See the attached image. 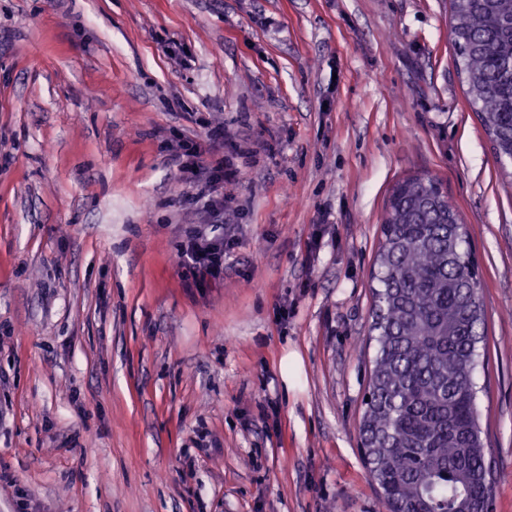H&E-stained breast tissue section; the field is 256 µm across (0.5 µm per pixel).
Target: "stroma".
<instances>
[{"mask_svg":"<svg viewBox=\"0 0 512 512\" xmlns=\"http://www.w3.org/2000/svg\"><path fill=\"white\" fill-rule=\"evenodd\" d=\"M451 29L448 0H0V512H380L373 263L420 173L478 265L512 512V170ZM182 142L235 173L220 279L179 257Z\"/></svg>","mask_w":512,"mask_h":512,"instance_id":"obj_1","label":"stroma"}]
</instances>
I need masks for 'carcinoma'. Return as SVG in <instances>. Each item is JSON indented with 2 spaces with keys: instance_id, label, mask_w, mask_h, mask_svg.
<instances>
[{
  "instance_id": "obj_1",
  "label": "carcinoma",
  "mask_w": 512,
  "mask_h": 512,
  "mask_svg": "<svg viewBox=\"0 0 512 512\" xmlns=\"http://www.w3.org/2000/svg\"><path fill=\"white\" fill-rule=\"evenodd\" d=\"M471 106L496 158L512 162V0H449ZM466 225L437 179L388 198L376 257L362 453L385 512H493L473 378L484 339Z\"/></svg>"
}]
</instances>
